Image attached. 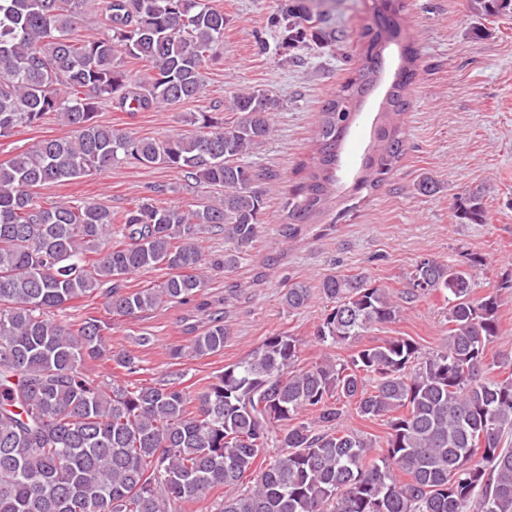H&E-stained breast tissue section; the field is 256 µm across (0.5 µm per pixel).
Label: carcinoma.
<instances>
[{
  "label": "carcinoma",
  "mask_w": 512,
  "mask_h": 512,
  "mask_svg": "<svg viewBox=\"0 0 512 512\" xmlns=\"http://www.w3.org/2000/svg\"><path fill=\"white\" fill-rule=\"evenodd\" d=\"M512 0H472L497 13ZM310 17L304 0H281L270 25L283 44L329 45L336 30ZM100 22L99 37L73 32ZM396 9L380 8L361 37L373 44L396 36ZM224 13L210 0H0V138L40 125L51 113L71 128L68 139L44 138L0 161V512H512V375L484 373L509 363L488 360L500 331L502 291L472 294L476 257L465 265L432 257L415 262L395 292L364 273L329 275L319 284L330 309L316 326L323 346L356 342L433 294L444 298L448 335L421 352L398 336L365 345L346 359L298 367L299 340L272 334L196 391L173 370L158 384L112 377L96 380L87 361L108 359L123 375L142 367L107 345L112 323L63 316L87 295L106 300L112 316L138 319L167 303L188 307L185 357L224 350L230 338L226 305L239 297L204 296L207 272L235 267L261 233L264 186L280 180L242 159L272 132L279 100L261 90L231 94L229 127L212 112L191 119L195 130L168 138L138 136L97 122L103 102L130 115L203 97L204 66L219 58ZM387 127L372 144L356 181L376 189L405 153L402 116L417 78L414 53L401 49ZM144 63L143 78L124 59ZM362 63L322 106L316 149L300 164L303 181L283 208V242L336 198V164L354 121L350 97L357 77L380 70ZM168 167L218 190L183 208L162 207V185L119 213L92 201L45 203L37 189L107 172L125 162ZM460 218L483 224V196L458 205ZM119 225L118 239L112 226ZM233 243L208 253L200 234ZM165 267L161 285L127 286L129 275ZM311 288L288 285L283 301L306 307ZM388 418L372 439L343 425L350 414ZM224 489L219 507L207 504Z\"/></svg>",
  "instance_id": "carcinoma-1"
}]
</instances>
